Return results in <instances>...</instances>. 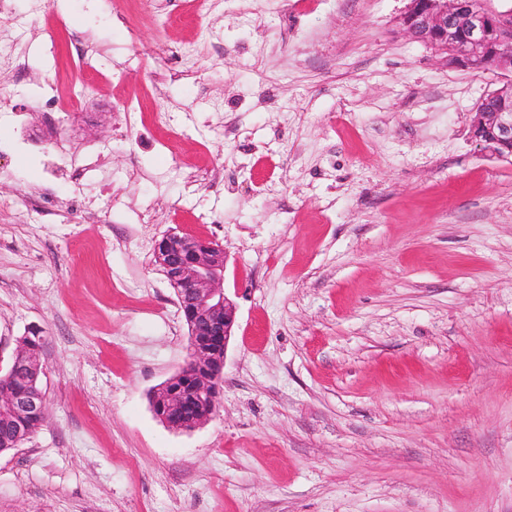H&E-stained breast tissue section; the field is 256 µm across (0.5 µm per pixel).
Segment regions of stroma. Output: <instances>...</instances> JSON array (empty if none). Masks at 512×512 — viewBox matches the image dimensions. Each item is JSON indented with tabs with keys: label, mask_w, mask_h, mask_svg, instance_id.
Segmentation results:
<instances>
[{
	"label": "stroma",
	"mask_w": 512,
	"mask_h": 512,
	"mask_svg": "<svg viewBox=\"0 0 512 512\" xmlns=\"http://www.w3.org/2000/svg\"><path fill=\"white\" fill-rule=\"evenodd\" d=\"M159 4L0 16V367L42 336L48 404L0 512H512V161L470 135L499 74L405 37L407 0ZM171 232L223 245L237 306L190 432L149 403L187 356ZM84 91L83 87L78 90H74L68 100H59L56 95L52 93H46L40 98V108L42 112H46L49 116L59 114L61 112H67L69 108L73 107L75 103L83 100Z\"/></svg>",
	"instance_id": "35a3bbf8"
}]
</instances>
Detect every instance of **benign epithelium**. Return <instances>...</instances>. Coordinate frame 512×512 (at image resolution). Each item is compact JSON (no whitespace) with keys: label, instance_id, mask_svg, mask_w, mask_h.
Listing matches in <instances>:
<instances>
[{"label":"benign epithelium","instance_id":"benign-epithelium-1","mask_svg":"<svg viewBox=\"0 0 512 512\" xmlns=\"http://www.w3.org/2000/svg\"><path fill=\"white\" fill-rule=\"evenodd\" d=\"M489 0H408L401 30L442 56L450 68L495 71L506 76L497 88L484 95L471 127L472 137L489 157L512 160V104L498 99L512 95V7L496 9ZM153 263L175 290L177 304L188 327L187 359L183 366L159 385L151 395L154 415L166 426L191 431L214 413L218 379L224 369L229 340L236 323V304L224 290L226 255L222 245L177 233H168L155 244ZM40 354H15L0 376L26 384L23 391L0 387V413L12 423L16 443L31 432L24 420L47 412ZM191 377V391L206 411L185 412L180 390L171 388L178 376Z\"/></svg>","mask_w":512,"mask_h":512}]
</instances>
